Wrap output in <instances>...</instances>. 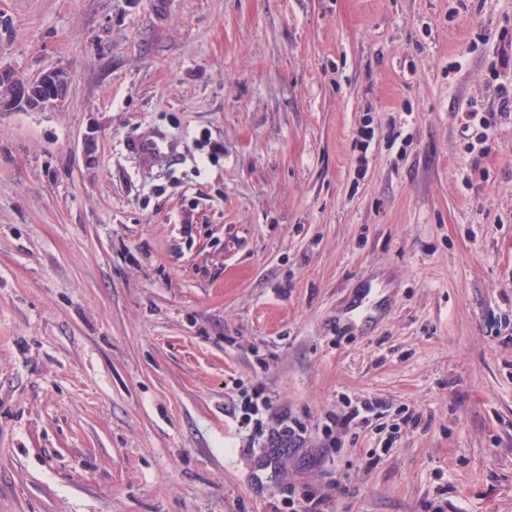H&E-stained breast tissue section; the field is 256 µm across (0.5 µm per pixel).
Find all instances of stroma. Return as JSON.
Instances as JSON below:
<instances>
[{
  "mask_svg": "<svg viewBox=\"0 0 512 512\" xmlns=\"http://www.w3.org/2000/svg\"><path fill=\"white\" fill-rule=\"evenodd\" d=\"M507 30L512 0H0V67L70 80L0 111V512H512V117L462 133ZM258 390L303 447L254 437ZM364 400L415 420L335 448ZM129 147L147 163L162 162L168 159L173 151L172 143L158 132H150L133 139Z\"/></svg>",
  "mask_w": 512,
  "mask_h": 512,
  "instance_id": "35a3bbf8",
  "label": "stroma"
}]
</instances>
